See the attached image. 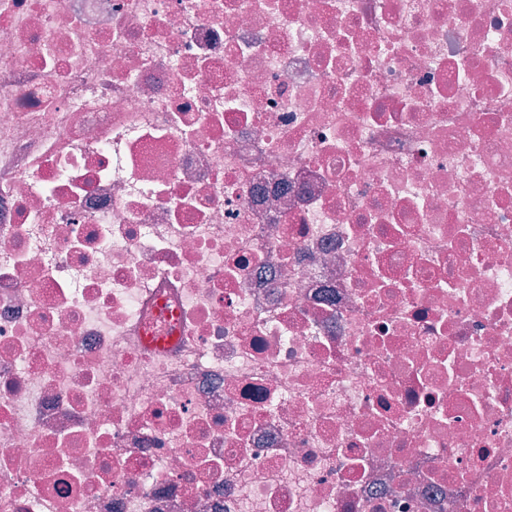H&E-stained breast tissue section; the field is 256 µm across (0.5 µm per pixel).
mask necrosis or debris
<instances>
[{"label":"necrosis or debris","mask_w":512,"mask_h":512,"mask_svg":"<svg viewBox=\"0 0 512 512\" xmlns=\"http://www.w3.org/2000/svg\"><path fill=\"white\" fill-rule=\"evenodd\" d=\"M0 512H512V0H0Z\"/></svg>","instance_id":"obj_1"}]
</instances>
